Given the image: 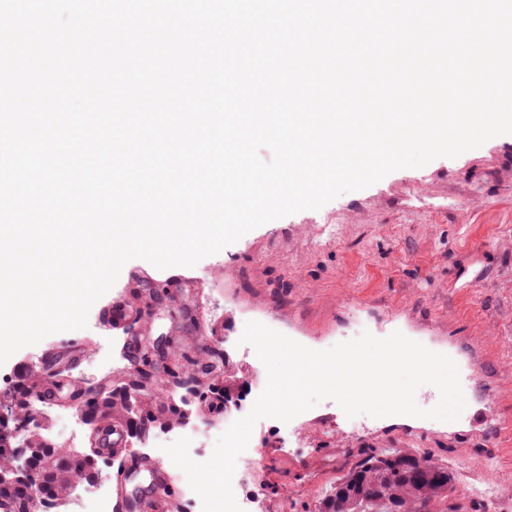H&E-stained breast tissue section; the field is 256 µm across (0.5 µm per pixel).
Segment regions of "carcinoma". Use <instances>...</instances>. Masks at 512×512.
Segmentation results:
<instances>
[{"label":"carcinoma","mask_w":512,"mask_h":512,"mask_svg":"<svg viewBox=\"0 0 512 512\" xmlns=\"http://www.w3.org/2000/svg\"><path fill=\"white\" fill-rule=\"evenodd\" d=\"M125 384L145 389L146 399L137 416L139 437L149 435L153 425H169L182 419L172 406L173 390L195 391L203 386L196 370L176 366L159 374L156 369L144 370L133 365L124 374ZM38 378L26 376L20 386L19 413L35 414L36 395L32 394ZM82 408L88 414L87 422L107 423L127 421L124 400L114 396L99 400V392L86 390ZM29 452L41 458L42 466L33 473L36 485L47 483L58 493H65L74 482L89 483L98 474L95 437H89V448L82 452H67L61 448H45L34 441ZM453 479L448 466L422 456L409 448L369 454L336 480L331 491L320 499L318 512H433L431 507L441 504L439 512H469L460 502L452 500ZM0 512H43L39 495L22 498L15 493L0 491Z\"/></svg>","instance_id":"carcinoma-1"}]
</instances>
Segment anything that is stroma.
<instances>
[{"label": "stroma", "instance_id": "35a3bbf8", "mask_svg": "<svg viewBox=\"0 0 512 512\" xmlns=\"http://www.w3.org/2000/svg\"><path fill=\"white\" fill-rule=\"evenodd\" d=\"M136 275L167 282L185 308L182 318L160 308L137 325L164 338L168 360L203 367L217 346L247 374L232 414L246 415L267 383L254 349L239 342L246 322L257 321L314 350L407 326L427 348L460 345L469 363L466 401L491 403L495 421L512 423V135L266 223L192 267L128 261L86 328L51 334L0 365V400L16 394L32 362L54 360L69 344L80 345L82 357L62 391L119 381L129 337L105 324L102 311ZM46 413L55 423L41 425L43 437L70 451L87 448L90 430L71 401ZM394 448L497 487L489 512H512L511 435L465 420L350 419L331 399L287 423L260 419L243 453L255 462L252 483L234 493L254 512H316L336 478L368 453Z\"/></svg>", "mask_w": 512, "mask_h": 512}]
</instances>
